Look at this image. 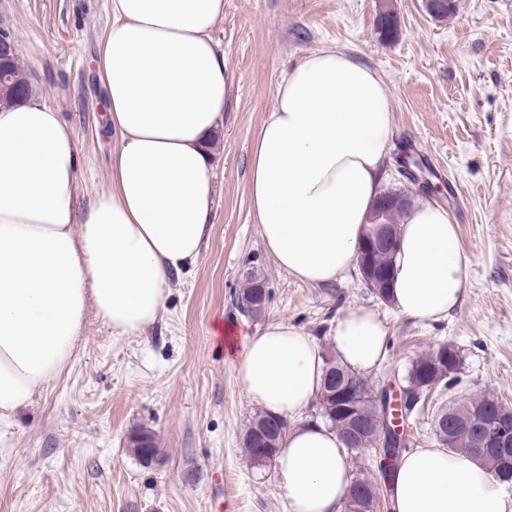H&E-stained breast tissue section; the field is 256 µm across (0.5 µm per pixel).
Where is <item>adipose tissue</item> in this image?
I'll use <instances>...</instances> for the list:
<instances>
[{
    "label": "adipose tissue",
    "instance_id": "1",
    "mask_svg": "<svg viewBox=\"0 0 512 512\" xmlns=\"http://www.w3.org/2000/svg\"><path fill=\"white\" fill-rule=\"evenodd\" d=\"M96 72L118 145L110 186L77 209L79 153L52 105L0 109V412L27 407L73 355L87 310L120 335L160 317L174 274L200 256L214 221L209 148L233 75L212 32L224 0H111ZM390 92L337 48L305 54L278 83L253 145L249 200L280 268L325 284L356 263L371 232L391 151ZM390 301L403 316L446 319L469 281L442 206L406 210ZM380 315L336 322L338 360L370 373L384 356ZM250 399L288 420L276 466L288 512H344L353 481L341 438L302 412L321 390L315 339L287 320L229 343ZM393 512H512L486 465L442 447L406 453L390 482Z\"/></svg>",
    "mask_w": 512,
    "mask_h": 512
}]
</instances>
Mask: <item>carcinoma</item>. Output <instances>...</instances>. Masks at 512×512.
Listing matches in <instances>:
<instances>
[{
	"label": "carcinoma",
	"mask_w": 512,
	"mask_h": 512,
	"mask_svg": "<svg viewBox=\"0 0 512 512\" xmlns=\"http://www.w3.org/2000/svg\"><path fill=\"white\" fill-rule=\"evenodd\" d=\"M376 30L380 38L390 40L397 36L398 27L392 12L381 11L376 20ZM10 83L0 87V108L25 101L33 94L26 68L18 55H13L7 63ZM262 279L251 272L246 276V283L238 294V302L243 313L257 317L264 313L269 300V291L261 287ZM459 351L453 344L440 343L431 350L412 360L405 382L408 388L406 397L413 402L405 403L404 408L414 412L424 403L427 393L439 386H448L453 377L449 376V364L457 362ZM383 397L377 395L369 382L362 376L344 368L336 358L325 359L323 387L318 396V408L321 416L336 432L352 440L351 448H372L382 455H392L391 466L398 469L406 444L389 439L390 428L384 425L382 414ZM495 410L497 416L512 422V409L505 406L498 397L491 393L464 397L440 408L432 418H437L452 411L459 419V426L453 433L448 430L433 431L439 444L443 447L467 449L472 447L473 428L482 422L487 408ZM271 425L277 427L274 443L271 447H280L287 428V422L261 412L256 414L245 433L243 445L249 460L258 466H264L273 460L271 452L261 449L257 430ZM351 492L357 496L356 512H375L379 508L381 491L379 485L367 478L355 477Z\"/></svg>",
	"instance_id": "cac0c4a2"
}]
</instances>
